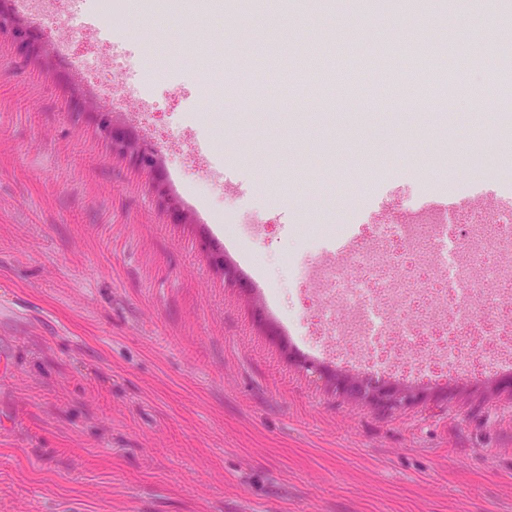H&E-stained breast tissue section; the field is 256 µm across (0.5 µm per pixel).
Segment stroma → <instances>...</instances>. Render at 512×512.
Instances as JSON below:
<instances>
[{
  "label": "stroma",
  "mask_w": 512,
  "mask_h": 512,
  "mask_svg": "<svg viewBox=\"0 0 512 512\" xmlns=\"http://www.w3.org/2000/svg\"><path fill=\"white\" fill-rule=\"evenodd\" d=\"M499 0H422L408 32L390 0H333L330 12L266 0L238 13H172L126 0L112 33L156 103L114 109L160 150L149 171L114 151L90 107L112 65L78 20L27 16L42 42L0 33V512H512V366L483 372L420 343L425 375L338 358L313 335L312 266L334 237L315 228L349 206L345 233L471 200L512 201V126L471 140L512 99ZM440 23L454 119L424 109L390 137L350 123H270L236 98L210 114L201 77L237 57L277 60L270 103L309 111L283 66L289 34L316 43L321 70L405 58ZM468 183L466 196L454 191ZM237 215L233 234L225 213ZM223 252L225 279L207 256ZM424 389L390 407L350 399L333 373Z\"/></svg>",
  "instance_id": "obj_1"
}]
</instances>
